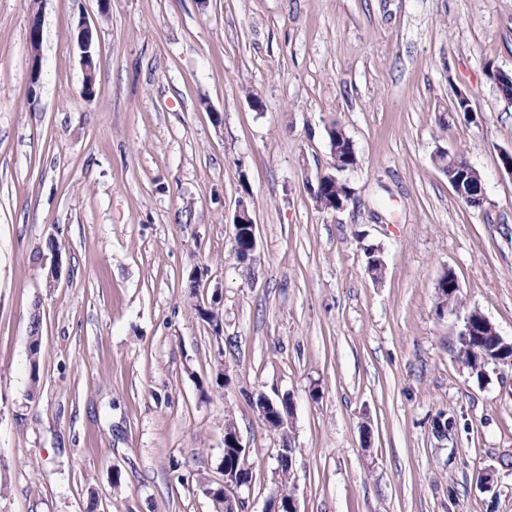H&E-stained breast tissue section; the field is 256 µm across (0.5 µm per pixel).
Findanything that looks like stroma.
<instances>
[{
	"label": "stroma",
	"mask_w": 512,
	"mask_h": 512,
	"mask_svg": "<svg viewBox=\"0 0 512 512\" xmlns=\"http://www.w3.org/2000/svg\"><path fill=\"white\" fill-rule=\"evenodd\" d=\"M495 69L512 71V0H0V512H215L229 420L253 472L242 512H264L287 442L299 512H512V365L479 380L457 357L474 309L512 342ZM335 126L358 158L338 211L306 188ZM440 150L478 169L482 206ZM216 297L219 335L201 314ZM261 395L291 402L289 439ZM76 45L80 52L81 62L85 71L81 93L83 96L90 97L88 85L93 84L95 81V69L93 63L95 45L93 42L92 29L88 21L84 18L81 19L77 25ZM475 171L477 172V177H472L470 173L469 174L471 177H466V176L463 177L464 187H465V184H467L469 182L473 183L472 188L474 190V194L472 197L467 199L466 192L464 191L462 185L459 184L458 182L451 181L450 185L452 186V188L457 196L466 199V200L462 199L466 204L473 206V207H479L483 203L485 195H484V187H483V180H482L481 174L479 173V171L476 168H474V173L476 174ZM235 234L234 240L237 238L238 234L242 232L246 239L248 240L251 249L249 251H253L256 249V233H255V221L251 216V213L245 204V202H239L238 208L234 215L233 220ZM244 229V230H243Z\"/></svg>",
	"instance_id": "1"
}]
</instances>
